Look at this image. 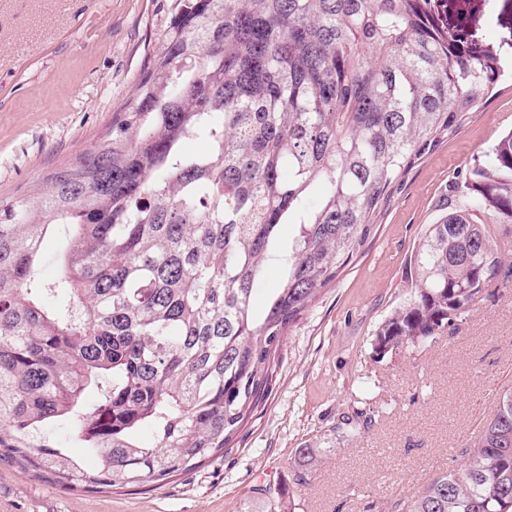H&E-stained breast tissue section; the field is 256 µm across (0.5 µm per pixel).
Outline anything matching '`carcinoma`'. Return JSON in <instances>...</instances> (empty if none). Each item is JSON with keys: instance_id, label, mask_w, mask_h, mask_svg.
I'll list each match as a JSON object with an SVG mask.
<instances>
[{"instance_id": "cac0c4a2", "label": "carcinoma", "mask_w": 512, "mask_h": 512, "mask_svg": "<svg viewBox=\"0 0 512 512\" xmlns=\"http://www.w3.org/2000/svg\"><path fill=\"white\" fill-rule=\"evenodd\" d=\"M448 0H170L105 136L0 200V458L71 490L161 485L224 453L266 400L288 330L375 230L413 159L503 76ZM194 139L198 155L184 151ZM298 234L280 246L278 229ZM512 131L427 225L385 358L474 310L512 264ZM68 229L57 275L42 245ZM283 267L266 307L253 291ZM375 411L338 418L368 429ZM67 430L91 467L56 439ZM326 449L306 443L310 469ZM466 461L395 512H512V390Z\"/></svg>"}]
</instances>
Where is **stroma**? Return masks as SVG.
<instances>
[{
  "mask_svg": "<svg viewBox=\"0 0 512 512\" xmlns=\"http://www.w3.org/2000/svg\"><path fill=\"white\" fill-rule=\"evenodd\" d=\"M167 0H0V199L16 200L85 151L133 95ZM471 26L512 52V0H485ZM512 129V83L452 140L414 161L376 217V231L291 328L271 391L231 449L160 486L66 490L0 461V512H270L298 472L296 450L328 443L296 512H389L460 466L512 387V279L453 332L376 360L380 323L411 295L410 262L482 152ZM369 403L371 430L335 434Z\"/></svg>",
  "mask_w": 512,
  "mask_h": 512,
  "instance_id": "stroma-1",
  "label": "stroma"
}]
</instances>
